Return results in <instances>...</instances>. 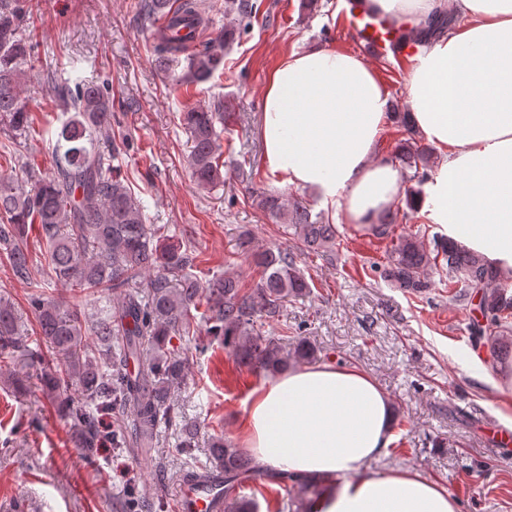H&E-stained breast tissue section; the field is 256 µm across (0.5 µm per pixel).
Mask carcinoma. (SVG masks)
Returning a JSON list of instances; mask_svg holds the SVG:
<instances>
[{"label": "carcinoma", "instance_id": "cac0c4a2", "mask_svg": "<svg viewBox=\"0 0 512 512\" xmlns=\"http://www.w3.org/2000/svg\"><path fill=\"white\" fill-rule=\"evenodd\" d=\"M220 11L216 4L184 0L171 9L170 0H137L136 12L147 19L172 13L155 36L154 53L166 70L187 62V78L209 80L224 58V48L244 32L241 22L257 12L251 0H237L227 10L228 21L216 37L197 39V33ZM24 0L0 5V123L28 136L30 113L21 97L30 71L33 45L23 29ZM453 13H439L409 32L419 45L429 44L452 30ZM56 99L70 117L57 133L52 171L29 167L30 190L12 174H0V263L14 278L35 288L29 305L36 316L39 338L24 335L21 317L12 300L0 294V368L40 369L43 394L56 402L64 419L79 434V447L92 457L108 442L114 448L147 452L160 433L180 435L179 452L196 447L198 428L182 420L172 396L186 384L189 356L174 344L221 337L240 363L274 376L300 360L315 357L302 338L266 336L265 321L282 315L288 302L313 293L298 267L297 254L288 248L250 251L260 272L247 288L230 275L202 279L191 273L193 258L183 243L150 223L143 206L118 176L113 162L118 145L105 149L99 136L111 125L112 96L93 82L56 81ZM187 108L180 113L189 133L188 165L193 181L210 189L221 182L224 150L220 109ZM403 142L395 159L405 172L402 218L418 217L416 201L430 178L432 149L418 133L401 122ZM252 204L273 222L285 225L303 249L332 256L341 237L336 224L300 198L293 201L275 191L255 190ZM37 225L47 249L43 255L50 280L86 297L128 288L118 307L99 308L64 303L48 296V288L34 279L33 257L25 240ZM364 231L390 240L381 276L413 296L431 287L430 273L448 269L455 297L479 313L468 330L475 342L491 345L496 357L512 355V293L499 270L483 256L448 244L444 238L427 245L415 234L396 232V217L381 214ZM204 311H199L200 307ZM130 412V420L110 433H101L106 415ZM224 476V512H258L256 499L244 493L249 481L265 476L285 491L277 512H308L310 503L327 486L323 477H295L285 470L263 467L222 436H213L206 461L186 463L182 477L191 482Z\"/></svg>", "mask_w": 512, "mask_h": 512}]
</instances>
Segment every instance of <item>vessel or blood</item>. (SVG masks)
<instances>
[{
  "mask_svg": "<svg viewBox=\"0 0 512 512\" xmlns=\"http://www.w3.org/2000/svg\"><path fill=\"white\" fill-rule=\"evenodd\" d=\"M342 22L368 58L381 59L395 55L399 59H411L419 51L414 41H400L396 27L381 14L368 11L364 0H346ZM224 498V486L213 483L200 486H181L178 493L179 506L189 512H215V504Z\"/></svg>",
  "mask_w": 512,
  "mask_h": 512,
  "instance_id": "b4317fda",
  "label": "vessel or blood"
}]
</instances>
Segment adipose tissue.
I'll list each match as a JSON object with an SVG mask.
<instances>
[{"label": "adipose tissue", "mask_w": 512, "mask_h": 512, "mask_svg": "<svg viewBox=\"0 0 512 512\" xmlns=\"http://www.w3.org/2000/svg\"><path fill=\"white\" fill-rule=\"evenodd\" d=\"M411 26L455 10L466 19L414 58L407 121L443 151L417 206L449 242L512 276V0H369ZM387 93L359 56L312 46L287 57L263 94V161L310 189L349 224L392 207L401 173L376 147ZM389 396L366 373L323 365L289 369L257 389L242 431L264 465L326 474L312 512H458L416 471L373 473L367 461L393 439Z\"/></svg>", "instance_id": "1"}]
</instances>
